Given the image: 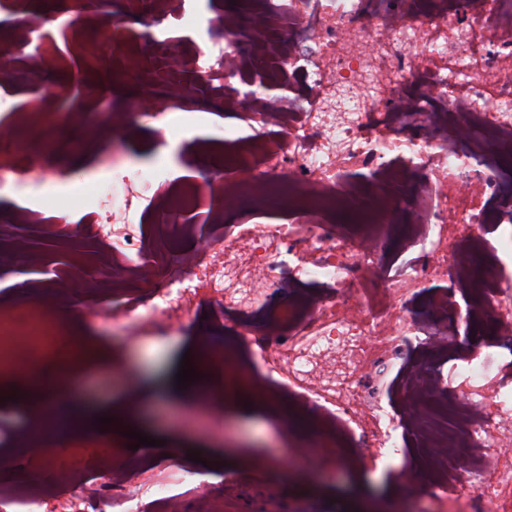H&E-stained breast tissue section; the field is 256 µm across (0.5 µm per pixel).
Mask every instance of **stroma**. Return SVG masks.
Returning <instances> with one entry per match:
<instances>
[{"label":"stroma","mask_w":512,"mask_h":512,"mask_svg":"<svg viewBox=\"0 0 512 512\" xmlns=\"http://www.w3.org/2000/svg\"><path fill=\"white\" fill-rule=\"evenodd\" d=\"M78 0H68L74 23L62 28L60 21L44 24L66 66L58 79L67 93L65 110L83 108L89 101L88 87H102L110 74L122 71L123 56L109 54L107 70L85 72L80 68L76 46L85 36L81 19L83 11ZM223 119L209 114L188 134L168 145H159L151 132L139 130L126 139V153L133 165L160 173L172 170L175 179L202 181L204 171L197 165L204 145L219 142L224 136ZM107 172L102 161H95L89 174L83 175L66 167L64 179L49 177L44 192L50 201L53 218L70 224L81 223L91 212V201L76 202L72 196L75 185L102 181ZM33 244L44 250L46 264L42 279L51 278L56 269L67 263L75 253H83L94 261H105L102 246L90 239H81L65 246L50 239L42 227H27ZM88 305L64 312L66 335L85 340H99L107 352L109 366L88 372L81 378V403L73 419L82 422L88 416L113 417L114 427L128 429L137 425L142 434L162 440L165 447L185 458L195 450L204 460L201 486H208L216 476H223L220 487L234 512H420L424 500L419 490H394L388 474L373 476L362 470L335 467L333 470L307 472L294 461L288 442L281 438L274 419L269 415L260 391L232 394L224 399L222 413H211L208 403L181 394L164 400H147L135 423H128L123 413L113 406L114 399L130 386L157 388L168 382L172 365L185 350L194 346L199 327L188 329L176 341L145 340L136 331H127L120 340L95 326ZM248 404L249 414H241L239 404Z\"/></svg>","instance_id":"stroma-1"}]
</instances>
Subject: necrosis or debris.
I'll use <instances>...</instances> for the list:
<instances>
[{"label": "necrosis or debris", "instance_id": "1", "mask_svg": "<svg viewBox=\"0 0 512 512\" xmlns=\"http://www.w3.org/2000/svg\"><path fill=\"white\" fill-rule=\"evenodd\" d=\"M127 24H142L150 53L169 70L126 68L132 96L114 106L112 132L153 122L159 140L196 110L167 100L175 67L211 69L214 107L233 113L210 151L227 209L208 233L187 223L200 191L157 194L126 153L109 150L110 180L93 189L92 223L51 224L57 241H101L109 262L94 271L67 265L52 281L26 283L0 329L16 331L25 380L48 359L66 376L75 339L63 336L61 308L105 287L94 319L113 333L147 339L180 335L209 308L225 336L199 354L201 389L223 399L224 381L262 387L300 463L377 470L402 458L396 483L415 476L426 512H512V355L469 344L470 323L512 335V250L489 241L512 224V0H251L200 15L196 0H149L144 24L126 0ZM197 29L192 52L174 30ZM283 83L288 94L242 99L243 76ZM49 112L14 121L0 155V191L42 186L51 162L99 149L98 127L81 114L82 142L48 125ZM364 169V183L341 174ZM158 213L144 226L138 216ZM288 213L289 223L249 224ZM39 207L6 216L0 265L34 261L17 228L40 224ZM427 294L424 309L408 300ZM393 384L383 378L391 368ZM45 422L11 450L24 470L0 484L8 512H182L166 480L192 472L155 451L128 461L119 433L70 431ZM59 448L72 494L40 487L30 446ZM88 448H108L102 479L76 474Z\"/></svg>", "mask_w": 512, "mask_h": 512}]
</instances>
